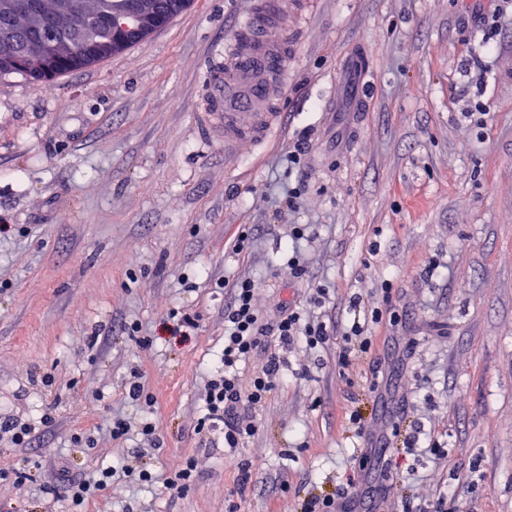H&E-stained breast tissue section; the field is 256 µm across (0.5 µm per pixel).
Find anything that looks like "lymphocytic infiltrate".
I'll list each match as a JSON object with an SVG mask.
<instances>
[{"label":"lymphocytic infiltrate","mask_w":512,"mask_h":512,"mask_svg":"<svg viewBox=\"0 0 512 512\" xmlns=\"http://www.w3.org/2000/svg\"><path fill=\"white\" fill-rule=\"evenodd\" d=\"M256 289V281L249 277L238 278L229 286V301L224 307L222 365L207 381V416L209 421L223 424L224 445L228 448L239 447L244 439L255 434L256 427L246 419L245 411L250 405L265 401L282 380L285 361L279 352L269 351L270 340H277L281 349L301 341L314 349L328 343L331 337L340 336L338 361L344 365L351 354H365L370 350L372 341L364 334L366 323L386 319L395 326L400 322L397 313L386 314L376 307L362 311V320L353 321L349 331L342 333L337 324L306 320L298 308L287 304L281 305L265 321L256 311ZM262 351L267 354L265 363L253 372L250 381H242V367ZM154 479L152 468L143 462L111 466L78 477L65 472L58 476L64 486L68 512H80L85 502L116 483L125 480L149 483Z\"/></svg>","instance_id":"f902f5d3"}]
</instances>
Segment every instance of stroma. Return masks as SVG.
Returning a JSON list of instances; mask_svg holds the SVG:
<instances>
[{
    "mask_svg": "<svg viewBox=\"0 0 512 512\" xmlns=\"http://www.w3.org/2000/svg\"><path fill=\"white\" fill-rule=\"evenodd\" d=\"M252 6L193 0L46 91L0 77V415L53 417L27 447L0 437V512H64L60 470L132 459L139 439L107 430L117 411L155 425L157 473L190 460L195 482L120 486L84 512H302L362 498L354 473L384 456L401 471L384 512H431L452 487L457 512H512V0H299L281 126L228 147L203 121L204 73ZM358 51L374 63L364 82L344 73ZM245 224L257 245L232 255ZM292 224L321 230L301 281L276 267ZM244 274L264 313L290 300L346 322L357 298L403 322L369 325L370 353L345 366L335 340L288 348L286 378L247 411L254 436L231 450L200 423L224 348L220 283ZM174 311L197 317L194 336L165 329ZM134 373L154 406L127 400ZM354 410L389 448L365 449ZM84 431L94 449L71 446Z\"/></svg>",
    "mask_w": 512,
    "mask_h": 512,
    "instance_id": "stroma-1",
    "label": "stroma"
}]
</instances>
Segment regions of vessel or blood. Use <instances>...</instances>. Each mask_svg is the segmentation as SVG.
I'll list each match as a JSON object with an SVG mask.
<instances>
[{"mask_svg":"<svg viewBox=\"0 0 512 512\" xmlns=\"http://www.w3.org/2000/svg\"><path fill=\"white\" fill-rule=\"evenodd\" d=\"M293 18L291 0H255L227 43L213 48L205 79L216 96L206 121L223 131L225 143H258L279 125L280 113L263 103L284 84Z\"/></svg>","mask_w":512,"mask_h":512,"instance_id":"vessel-or-blood-1","label":"vessel or blood"}]
</instances>
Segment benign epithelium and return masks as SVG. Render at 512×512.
I'll return each mask as SVG.
<instances>
[{"label":"benign epithelium","instance_id":"benign-epithelium-1","mask_svg":"<svg viewBox=\"0 0 512 512\" xmlns=\"http://www.w3.org/2000/svg\"><path fill=\"white\" fill-rule=\"evenodd\" d=\"M189 4L190 0H122L121 6L105 17L108 38L88 45L84 62L110 56L131 43L146 39L161 27L166 16L181 12ZM0 9L11 16L27 15L33 9V0H3ZM0 39L12 49V55L0 56V72L12 70L20 60H32L39 67L33 75L37 82L40 74H50L62 62L59 43L44 32L16 37L5 30L0 33Z\"/></svg>","mask_w":512,"mask_h":512}]
</instances>
